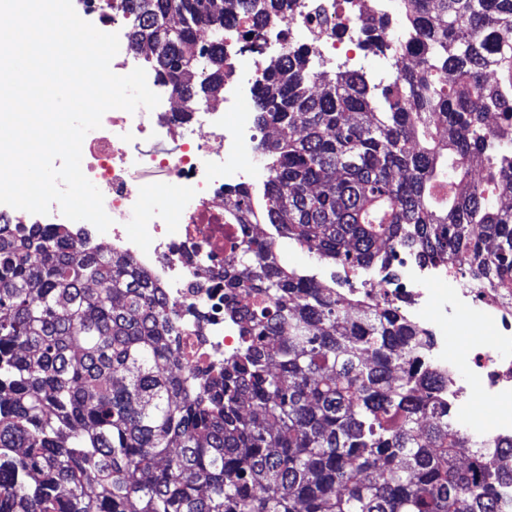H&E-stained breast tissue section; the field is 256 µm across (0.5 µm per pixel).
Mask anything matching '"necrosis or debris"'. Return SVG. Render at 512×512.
<instances>
[{
	"mask_svg": "<svg viewBox=\"0 0 512 512\" xmlns=\"http://www.w3.org/2000/svg\"><path fill=\"white\" fill-rule=\"evenodd\" d=\"M340 0H297L284 13L286 37L325 58L342 46L339 33L359 27V8ZM85 21L115 33L124 51L115 74L144 68L161 101L154 109L107 111L101 128L82 144V170L98 186L112 218V247L131 256L164 300L179 314L180 365L189 375L218 365L238 343L240 322L224 313V249L239 227L227 223L226 200L253 189L259 172V129L252 111L263 74L262 42L250 39L249 19L224 31V109L205 105L179 112L183 94L164 87L144 56L129 45L127 16L107 0H82ZM155 178L156 202L146 206L140 181ZM401 274L371 269L364 292L388 299L427 333L424 362L442 374L448 411L465 434L493 449L512 439V292L477 288L456 265L434 266L407 257ZM459 324L472 338L465 354L448 346V327Z\"/></svg>",
	"mask_w": 512,
	"mask_h": 512,
	"instance_id": "4bbe7bcc",
	"label": "necrosis or debris"
}]
</instances>
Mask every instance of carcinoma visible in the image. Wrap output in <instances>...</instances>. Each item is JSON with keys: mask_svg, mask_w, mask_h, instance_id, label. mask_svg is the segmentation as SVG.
I'll use <instances>...</instances> for the list:
<instances>
[{"mask_svg": "<svg viewBox=\"0 0 512 512\" xmlns=\"http://www.w3.org/2000/svg\"><path fill=\"white\" fill-rule=\"evenodd\" d=\"M292 2L121 8L133 48L201 102L224 91V28L247 17L257 39ZM405 6V41L362 15L363 49L420 56L385 84L317 73L303 45L266 62L272 162L224 256V307H249L237 350L194 386L179 318L133 258L64 224L0 223V512H498L512 443L489 453L448 416L425 333L278 262L282 239L351 269L412 250L512 288V207L496 201L512 197V0ZM261 222L272 232L245 228Z\"/></svg>", "mask_w": 512, "mask_h": 512, "instance_id": "cac0c4a2", "label": "carcinoma"}]
</instances>
